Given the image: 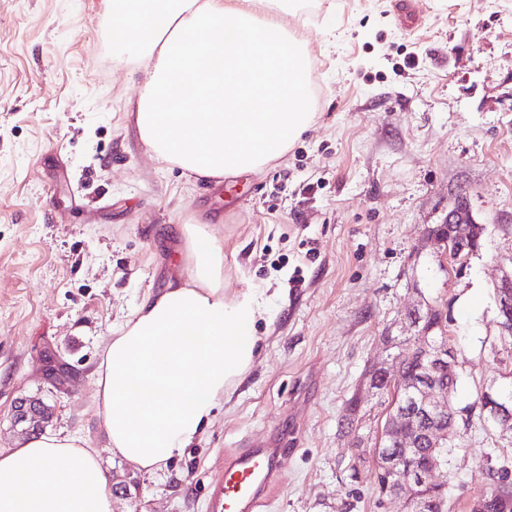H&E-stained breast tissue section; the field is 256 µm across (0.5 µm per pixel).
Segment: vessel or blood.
<instances>
[{
	"instance_id": "b4317fda",
	"label": "vessel or blood",
	"mask_w": 512,
	"mask_h": 512,
	"mask_svg": "<svg viewBox=\"0 0 512 512\" xmlns=\"http://www.w3.org/2000/svg\"><path fill=\"white\" fill-rule=\"evenodd\" d=\"M285 449L249 444L224 451V472L213 493L215 512H263L280 489Z\"/></svg>"
}]
</instances>
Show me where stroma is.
I'll use <instances>...</instances> for the list:
<instances>
[{
    "mask_svg": "<svg viewBox=\"0 0 512 512\" xmlns=\"http://www.w3.org/2000/svg\"><path fill=\"white\" fill-rule=\"evenodd\" d=\"M395 2L295 0L283 21L308 39L313 123L262 172L217 184L143 142L138 64L113 46L103 0H0V448L22 443L15 400L39 395L49 431L83 435L108 481L127 484L113 512H212L224 451L248 440L296 444L266 512H406L371 478L351 481L349 444L383 433L391 398L366 377L397 371L386 339L407 312L439 308L456 407L512 391L495 290L512 271V0H413L410 26ZM462 195L485 232L454 261L423 234ZM183 224L223 242L225 294L267 288L272 318L202 439L149 475L99 433L95 369L142 297L188 275ZM490 461H512V425L464 415L434 473L447 512H470Z\"/></svg>",
    "mask_w": 512,
    "mask_h": 512,
    "instance_id": "stroma-1",
    "label": "stroma"
}]
</instances>
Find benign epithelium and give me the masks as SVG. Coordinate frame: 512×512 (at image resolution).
<instances>
[{
    "mask_svg": "<svg viewBox=\"0 0 512 512\" xmlns=\"http://www.w3.org/2000/svg\"><path fill=\"white\" fill-rule=\"evenodd\" d=\"M469 208L466 197L459 200V208L448 215V236L444 237L435 230L426 231V236L444 247L456 246L459 251L471 250L480 240V228L469 223ZM499 327L505 336L512 335V272L500 279L497 288ZM434 309L430 304H420L411 309L404 327L417 329V344L421 360L429 369L427 375L415 387H409L404 375L396 378L401 396V408L394 414L396 426L387 431L386 437L400 448H416L424 445L429 448L431 464L427 471H419L415 465H407L404 460H393L387 465V492L390 496L410 493V504L421 509V500L417 494L420 484L429 479L430 471L441 466L442 461L435 456L436 449L447 441L451 429L441 423L448 411V386L439 378L444 369L455 366L454 354L446 343L430 338V331L420 328L426 312ZM486 407L489 419L494 422H512V398L496 393H486ZM53 413L40 397L25 396L19 398L12 412V426L19 435L45 429Z\"/></svg>",
    "mask_w": 512,
    "mask_h": 512,
    "instance_id": "1",
    "label": "benign epithelium"
}]
</instances>
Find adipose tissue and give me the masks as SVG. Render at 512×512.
Returning <instances> with one entry per match:
<instances>
[{"label":"adipose tissue","instance_id":"adipose-tissue-1","mask_svg":"<svg viewBox=\"0 0 512 512\" xmlns=\"http://www.w3.org/2000/svg\"><path fill=\"white\" fill-rule=\"evenodd\" d=\"M115 46L142 56L136 123L155 157L209 181L258 172L311 126L307 42L277 0H111ZM186 280L143 297L95 370L96 417L110 448L144 473L166 470L251 370L265 289L224 293V249L181 225ZM0 512H112L96 449L43 433L0 449Z\"/></svg>","mask_w":512,"mask_h":512}]
</instances>
